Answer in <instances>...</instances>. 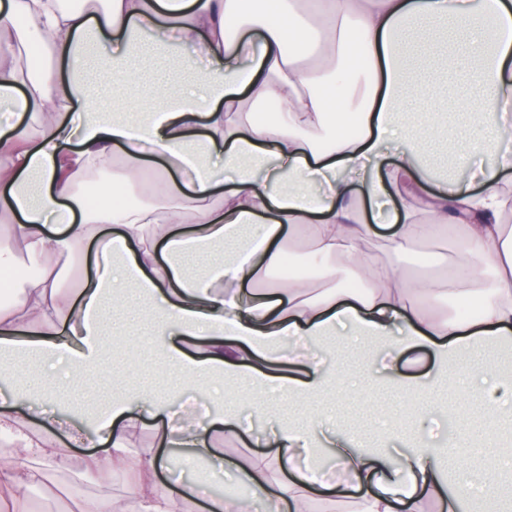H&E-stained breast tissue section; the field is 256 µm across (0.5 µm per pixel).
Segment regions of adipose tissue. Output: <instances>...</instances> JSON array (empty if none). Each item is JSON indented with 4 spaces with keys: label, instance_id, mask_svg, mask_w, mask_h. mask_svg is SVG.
<instances>
[{
    "label": "adipose tissue",
    "instance_id": "obj_1",
    "mask_svg": "<svg viewBox=\"0 0 512 512\" xmlns=\"http://www.w3.org/2000/svg\"><path fill=\"white\" fill-rule=\"evenodd\" d=\"M0 269L48 253L69 259L75 294L56 274L21 278L0 307V363L36 361L34 386L0 407V438L14 452L0 462V512L9 494L40 487L65 466L52 430L72 443H106L84 468L105 476L131 465L134 409L158 418L161 444L222 460L220 437L236 438V414L217 409L205 427L179 422L166 397L116 393L95 411L58 409L59 390L105 361L104 306L114 315L147 309L141 347L158 349L187 386L247 380L255 412L272 420L270 398H308L333 384L317 358L279 357L290 339L315 341L349 328L387 350L385 370L402 398L421 389L401 375L409 350L426 349L442 377L449 360L483 343L512 348V154L498 144L512 129V0H0ZM107 63L114 86L142 90L146 106L118 111L86 73ZM429 80L464 66L450 105L424 96L407 65ZM447 154L469 168L449 178ZM490 155V165L472 166ZM139 195L137 204L89 206L83 187L104 172ZM386 206L388 234L373 226ZM115 225L112 237L104 225ZM462 229L448 289L456 306L479 301L476 318L428 312L434 283L394 264L431 229ZM310 246L325 274L349 267L362 289L311 293L300 275L271 280L288 250ZM386 261H379L377 253ZM492 386L461 399L487 419L512 420V374L491 367ZM41 409L39 430L26 421ZM356 437L309 422L276 423L266 445L289 457L344 447L340 481L316 472L287 478L278 459L239 468L250 502L219 496L204 512H305L322 484L330 512H423L425 500L490 512L491 492L512 477V441L498 460L468 463L446 490L439 457L350 451ZM136 512H179L197 484L160 495L156 454L139 457ZM487 493L473 498L472 489Z\"/></svg>",
    "mask_w": 512,
    "mask_h": 512
}]
</instances>
